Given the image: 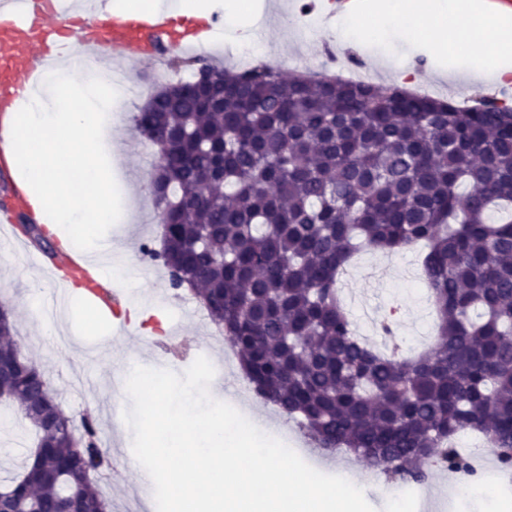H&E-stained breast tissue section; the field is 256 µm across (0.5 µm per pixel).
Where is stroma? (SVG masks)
I'll use <instances>...</instances> for the list:
<instances>
[{
  "label": "stroma",
  "instance_id": "35a3bbf8",
  "mask_svg": "<svg viewBox=\"0 0 512 512\" xmlns=\"http://www.w3.org/2000/svg\"><path fill=\"white\" fill-rule=\"evenodd\" d=\"M299 0H261L257 6L261 27L267 34L262 42L271 63L287 75L320 71L326 59L319 52L324 42L313 16L299 12ZM382 84L394 83L399 72L418 70L424 86L435 88L440 95L469 99L477 94L498 93L497 84H477L464 69L441 62L419 65L416 50L404 44L396 34H386L381 44L361 53ZM129 75L137 88L135 96L125 98L121 112L115 113L112 125L123 128L133 152L116 157L115 163L128 198L129 221L112 227V242L124 244L128 250L123 276L114 281L121 303L136 307L139 336H127L125 323L116 317H95L81 302L75 303L74 314L57 330L45 331L41 320L26 313L24 305L33 283H41L44 295L53 287L45 283L36 269L18 262L11 249L0 246V300L10 303L15 324L30 357L41 366L52 397L68 412H99L101 437L106 448L120 449L101 488L112 503V512H144L138 493L132 438L126 435L123 414L131 409L129 399L117 396L110 380L120 364L112 351L121 346L145 357L159 356L176 373H183L198 356L207 357L215 368V382L221 383L228 404L243 416L254 414L276 429L275 436L294 450L314 469L329 475L353 474L357 485L375 512H396L394 499L373 490L381 475L358 458L329 454L304 444L303 433L296 420L284 413H272L257 400L242 395L238 379L239 366L227 365L223 346L198 343L201 328L211 322L204 308L189 292H179L169 299V284L162 267L144 263L139 252L159 221L148 189V175L156 166V146L144 143L134 127V117L149 92L182 80L185 70L160 71L148 64L131 69ZM418 254L404 251L387 254L366 250L359 254L341 281L344 305L352 319L362 317L359 300L380 301L383 310L397 309V329L407 349L426 347L435 334V317L424 288L406 278L405 272L417 268ZM33 432L27 421L14 414L12 407H0V485L19 471L31 450ZM433 486L431 512H512V491L486 496H464L449 488L447 478L429 477Z\"/></svg>",
  "mask_w": 512,
  "mask_h": 512
}]
</instances>
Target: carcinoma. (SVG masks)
<instances>
[{
    "label": "carcinoma",
    "mask_w": 512,
    "mask_h": 512,
    "mask_svg": "<svg viewBox=\"0 0 512 512\" xmlns=\"http://www.w3.org/2000/svg\"><path fill=\"white\" fill-rule=\"evenodd\" d=\"M192 81L134 117L176 160L150 174L162 262L223 329L265 402L319 448L421 484L466 473L477 435L512 468V109L395 84L284 77L198 58ZM421 244L432 345L405 356L361 336L340 278L363 248ZM35 431L5 512H104L112 466L97 416L66 413L0 304V401Z\"/></svg>",
    "instance_id": "cac0c4a2"
}]
</instances>
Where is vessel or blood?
Returning a JSON list of instances; mask_svg holds the SVG:
<instances>
[{
	"mask_svg": "<svg viewBox=\"0 0 512 512\" xmlns=\"http://www.w3.org/2000/svg\"><path fill=\"white\" fill-rule=\"evenodd\" d=\"M213 30V23L184 18L167 9L108 19L100 6L75 14L58 9L55 0H0V155L14 142L8 114L15 99L38 70L70 56L71 37H78L85 49H107L113 60L156 67L171 53L205 47ZM40 221L5 163L0 162V223ZM31 260L45 279L55 283L50 305L59 310L70 302L67 288L60 285V271L91 264L88 256L72 249L59 250L51 264L36 254Z\"/></svg>",
	"mask_w": 512,
	"mask_h": 512,
	"instance_id": "vessel-or-blood-1",
	"label": "vessel or blood"
}]
</instances>
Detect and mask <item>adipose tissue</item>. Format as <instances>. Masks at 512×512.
Here are the masks:
<instances>
[{"label":"adipose tissue","mask_w":512,"mask_h":512,"mask_svg":"<svg viewBox=\"0 0 512 512\" xmlns=\"http://www.w3.org/2000/svg\"><path fill=\"white\" fill-rule=\"evenodd\" d=\"M463 27L474 78L512 81V21L486 14L480 0H387L382 13L345 15L328 29L331 43L364 50L387 32L432 54L453 51L450 31ZM120 86L107 93L91 90L87 72L71 60L58 62L21 99L12 117L13 151L6 160L49 231L68 229V244L89 254L101 252L98 228L111 223L122 201L112 192V168L99 148L106 131L104 112L117 110Z\"/></svg>","instance_id":"1"}]
</instances>
